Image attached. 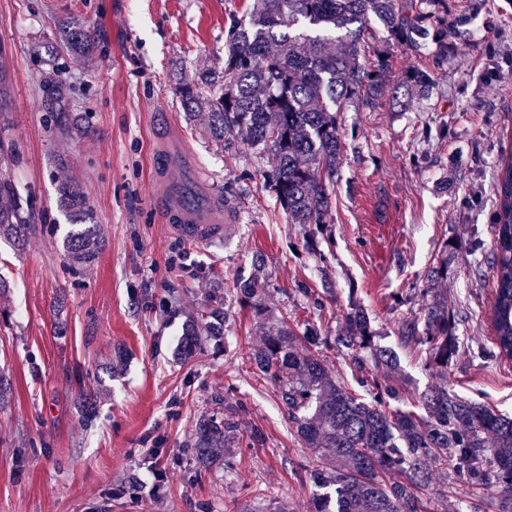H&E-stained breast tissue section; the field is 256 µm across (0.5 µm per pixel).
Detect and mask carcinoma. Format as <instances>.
<instances>
[{"label":"carcinoma","mask_w":512,"mask_h":512,"mask_svg":"<svg viewBox=\"0 0 512 512\" xmlns=\"http://www.w3.org/2000/svg\"><path fill=\"white\" fill-rule=\"evenodd\" d=\"M446 0H251L245 18L233 20L224 66L204 68L178 89L186 110H207V132L221 145L242 135L247 147L266 153L263 178L273 189L287 223L305 228L304 248L331 245L327 217L342 165L341 115L353 104L374 108L391 90L390 63L380 53L361 60V40L382 28L408 50L432 47L448 60V25L439 15ZM67 49L88 53L90 30H62ZM434 84L427 70H412L401 82L411 95ZM0 238L28 233L14 190L0 181ZM495 248L491 348L485 355L512 361V155L500 159L496 177ZM60 206L78 219L64 241L72 271L93 266L100 225L90 224L91 206L75 181L58 187ZM448 248L426 275L427 287L408 291L399 304H418L400 321L405 346L425 357L442 383L407 405L408 378L392 353L377 344L366 312L351 303L336 336L350 350L353 383L334 379L321 354L327 344L316 323L301 331L268 309L266 274L253 259L248 277L233 293L265 328L248 352L255 377L272 384L303 447L314 448L330 468L313 474L323 490L315 512H426L423 491L436 472L468 493L466 512H512V418L467 401L448 389V364L459 350L448 308ZM247 408L226 404L199 421L193 456L204 470L233 467L231 449L264 441L262 429L241 428Z\"/></svg>","instance_id":"cac0c4a2"}]
</instances>
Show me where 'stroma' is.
I'll list each match as a JSON object with an SVG mask.
<instances>
[{
    "label": "stroma",
    "instance_id": "35a3bbf8",
    "mask_svg": "<svg viewBox=\"0 0 512 512\" xmlns=\"http://www.w3.org/2000/svg\"><path fill=\"white\" fill-rule=\"evenodd\" d=\"M246 0H0V50L9 91L0 101V174L35 229L0 239V371L14 399L0 411V512H312L323 461L292 431L275 389L254 377L249 349L261 336L249 309L229 296L252 259L266 263L267 303L304 323L301 283L332 282L319 324L331 339L350 300L368 312L381 345L397 349L411 396L438 384L399 348L401 292L425 285L453 243L448 301L463 344L448 366L458 395L512 415V362L478 353L487 344L494 180L512 153V0H448L467 15L448 60L385 46L393 81L431 71V98L387 92L354 105L342 125L326 256L303 250L305 229L286 223L262 172L266 158L237 137L216 144L204 114L187 115L177 89L200 66L224 62L226 31ZM94 35L90 58L61 49L59 25ZM60 97L84 117V134L57 135ZM169 112L190 164L232 206L224 241L200 247L169 233L152 204L154 113ZM75 179L104 230L88 271L67 267L72 217L57 201ZM222 302L220 339L182 355L187 324ZM244 403V427L263 444L236 449L232 470H197L185 453L198 420Z\"/></svg>",
    "mask_w": 512,
    "mask_h": 512
}]
</instances>
